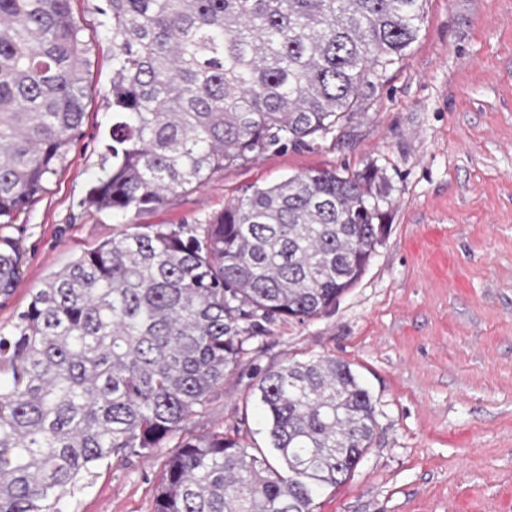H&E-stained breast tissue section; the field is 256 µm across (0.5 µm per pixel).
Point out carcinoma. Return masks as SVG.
<instances>
[{"mask_svg":"<svg viewBox=\"0 0 512 512\" xmlns=\"http://www.w3.org/2000/svg\"><path fill=\"white\" fill-rule=\"evenodd\" d=\"M426 0H106L112 162L83 203L118 214L336 129L417 40ZM89 43L72 0H0V218L62 166L85 114ZM381 178L313 169L208 224H131L51 273L0 333V512H61L105 460L183 430L245 342L312 319L364 273L387 225ZM25 250L0 237V295ZM280 464L238 437L188 435L154 512H315L376 434L369 391L334 358L259 374Z\"/></svg>","mask_w":512,"mask_h":512,"instance_id":"1","label":"carcinoma"}]
</instances>
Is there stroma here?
<instances>
[{"instance_id":"stroma-1","label":"stroma","mask_w":512,"mask_h":512,"mask_svg":"<svg viewBox=\"0 0 512 512\" xmlns=\"http://www.w3.org/2000/svg\"><path fill=\"white\" fill-rule=\"evenodd\" d=\"M100 6L72 2L91 45L80 136L45 191L0 227L27 249L21 279L0 298V330L12 329L49 274L127 225L204 224L253 186L313 169L375 167L389 229L360 281L318 317L279 319L248 340L240 366L186 430H236L266 447L257 375L333 357L368 389L378 428L355 472L320 495L316 512H512V0H427L404 61L341 127L127 215L82 203L111 162ZM175 445L100 463L67 493L66 512H153Z\"/></svg>"}]
</instances>
